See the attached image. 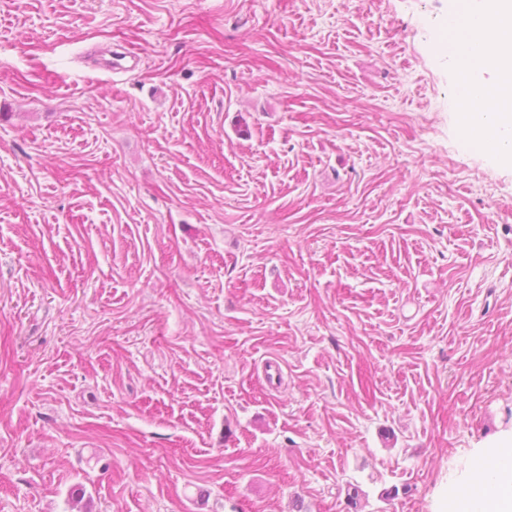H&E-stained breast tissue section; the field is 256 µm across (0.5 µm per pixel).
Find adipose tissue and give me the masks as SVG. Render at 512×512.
Returning <instances> with one entry per match:
<instances>
[{"instance_id": "adipose-tissue-1", "label": "adipose tissue", "mask_w": 512, "mask_h": 512, "mask_svg": "<svg viewBox=\"0 0 512 512\" xmlns=\"http://www.w3.org/2000/svg\"><path fill=\"white\" fill-rule=\"evenodd\" d=\"M486 13L499 17L498 32L482 28ZM446 34L449 68L471 72L457 95L465 134L512 164V0H451ZM483 466L486 478L462 512H512V443L485 453Z\"/></svg>"}]
</instances>
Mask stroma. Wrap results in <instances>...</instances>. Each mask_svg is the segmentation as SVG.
I'll return each mask as SVG.
<instances>
[{
    "label": "stroma",
    "mask_w": 512,
    "mask_h": 512,
    "mask_svg": "<svg viewBox=\"0 0 512 512\" xmlns=\"http://www.w3.org/2000/svg\"><path fill=\"white\" fill-rule=\"evenodd\" d=\"M448 6L0 0V512L474 488L512 439V166L459 127Z\"/></svg>",
    "instance_id": "1"
}]
</instances>
